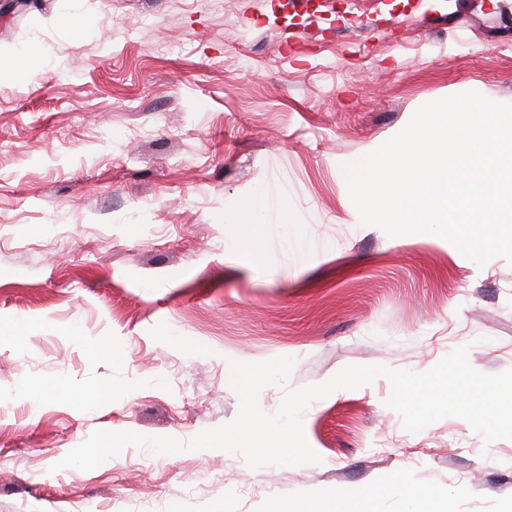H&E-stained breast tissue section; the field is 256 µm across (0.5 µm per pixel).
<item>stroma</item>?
<instances>
[{"mask_svg": "<svg viewBox=\"0 0 512 512\" xmlns=\"http://www.w3.org/2000/svg\"><path fill=\"white\" fill-rule=\"evenodd\" d=\"M0 41L33 72L0 81V512H512V440L408 432L383 376L307 406L317 463L129 446L54 468L96 431L231 422L234 360L294 358L268 414L348 365L423 373L465 345L512 368V264L362 225L341 169L427 102L512 103V0H18ZM91 23L90 16L79 12H63L54 18V24L58 28H65L74 35L82 34Z\"/></svg>", "mask_w": 512, "mask_h": 512, "instance_id": "1", "label": "stroma"}]
</instances>
